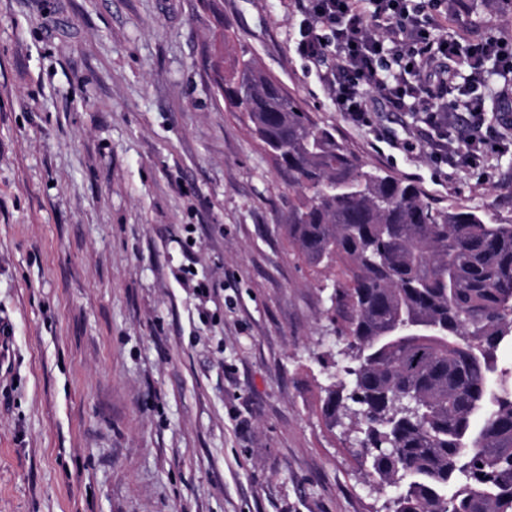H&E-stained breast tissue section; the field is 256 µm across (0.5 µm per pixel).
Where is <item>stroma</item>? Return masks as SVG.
Wrapping results in <instances>:
<instances>
[{
    "label": "stroma",
    "instance_id": "obj_1",
    "mask_svg": "<svg viewBox=\"0 0 512 512\" xmlns=\"http://www.w3.org/2000/svg\"><path fill=\"white\" fill-rule=\"evenodd\" d=\"M471 5L448 32L512 41ZM297 31L294 0H0V512H390L363 433L321 412L350 363L334 273L279 231L289 189L211 67L248 54L436 207L511 222L512 150L434 163L379 98L353 123ZM457 71L459 101L512 111V73Z\"/></svg>",
    "mask_w": 512,
    "mask_h": 512
}]
</instances>
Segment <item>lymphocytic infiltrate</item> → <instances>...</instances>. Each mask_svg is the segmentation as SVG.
Returning <instances> with one entry per match:
<instances>
[{
    "instance_id": "1",
    "label": "lymphocytic infiltrate",
    "mask_w": 512,
    "mask_h": 512,
    "mask_svg": "<svg viewBox=\"0 0 512 512\" xmlns=\"http://www.w3.org/2000/svg\"><path fill=\"white\" fill-rule=\"evenodd\" d=\"M297 53L324 64L322 79L353 122L368 124L372 96L395 110L415 102L428 127L442 131L434 156L458 158L480 168L489 151L512 147V115L489 128L481 100H472L468 133L456 141L450 130L457 112L448 98L451 63L464 61L473 85L484 84L485 65L512 70V41L488 35L462 45L445 37L441 15L468 14L469 0H296Z\"/></svg>"
}]
</instances>
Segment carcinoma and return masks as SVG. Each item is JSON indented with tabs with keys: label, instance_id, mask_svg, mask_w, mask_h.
Masks as SVG:
<instances>
[{
	"label": "carcinoma",
	"instance_id": "obj_1",
	"mask_svg": "<svg viewBox=\"0 0 512 512\" xmlns=\"http://www.w3.org/2000/svg\"><path fill=\"white\" fill-rule=\"evenodd\" d=\"M219 88L296 190L288 243L347 277L331 303L352 366L324 416L364 428L374 474L400 486L394 512H512V376L497 367L512 343V224L434 207L369 166L250 57Z\"/></svg>",
	"mask_w": 512,
	"mask_h": 512
}]
</instances>
